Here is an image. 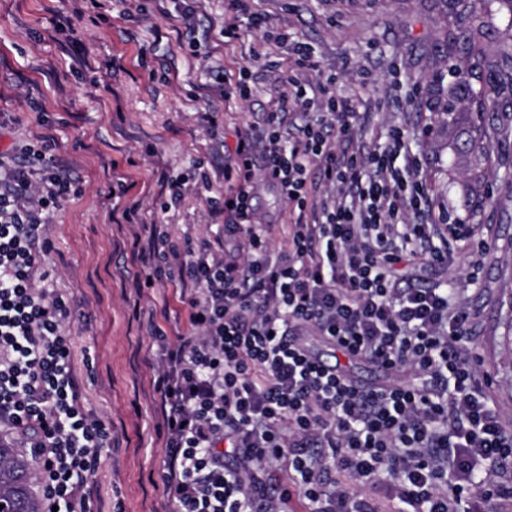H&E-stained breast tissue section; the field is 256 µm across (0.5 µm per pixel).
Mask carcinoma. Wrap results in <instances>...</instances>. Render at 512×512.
Instances as JSON below:
<instances>
[{"instance_id": "carcinoma-1", "label": "carcinoma", "mask_w": 512, "mask_h": 512, "mask_svg": "<svg viewBox=\"0 0 512 512\" xmlns=\"http://www.w3.org/2000/svg\"><path fill=\"white\" fill-rule=\"evenodd\" d=\"M509 13L512 0H454L446 7V49L449 79L434 84L429 120L451 133L452 164L461 166L462 193L469 202L481 196L488 166L493 162L491 131L485 115L499 92L512 86V44L503 45L502 62L490 70L491 48L485 44L499 30V13ZM30 453L0 437V512H43L34 493L36 480Z\"/></svg>"}]
</instances>
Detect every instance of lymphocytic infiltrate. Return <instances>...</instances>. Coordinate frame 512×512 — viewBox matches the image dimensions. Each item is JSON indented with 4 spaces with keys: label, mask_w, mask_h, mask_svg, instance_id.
I'll use <instances>...</instances> for the list:
<instances>
[{
    "label": "lymphocytic infiltrate",
    "mask_w": 512,
    "mask_h": 512,
    "mask_svg": "<svg viewBox=\"0 0 512 512\" xmlns=\"http://www.w3.org/2000/svg\"><path fill=\"white\" fill-rule=\"evenodd\" d=\"M252 25L288 61L276 106L241 135L210 208L215 239L152 232L147 285L179 284L186 329L150 334L169 425L163 487L176 512H491L512 497V434L473 353V317L453 288H404L407 261L447 265L475 236L447 222L420 180L404 130L355 143L353 105L309 95L312 49ZM292 218L272 254L255 221L256 179ZM72 182L53 157L0 152V426L32 451L50 512H101L90 478L109 429L85 395L60 328L70 300L45 288L43 226ZM242 240L245 260L224 254ZM317 336L406 382L363 387L305 344Z\"/></svg>",
    "instance_id": "obj_1"
}]
</instances>
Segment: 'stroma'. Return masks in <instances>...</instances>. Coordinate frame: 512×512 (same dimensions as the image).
<instances>
[{
  "label": "stroma",
  "mask_w": 512,
  "mask_h": 512,
  "mask_svg": "<svg viewBox=\"0 0 512 512\" xmlns=\"http://www.w3.org/2000/svg\"><path fill=\"white\" fill-rule=\"evenodd\" d=\"M192 8L203 37L191 41L178 19ZM83 18H74V10ZM241 38L216 39L228 0H0V150L46 149L74 180L69 197L50 213L52 250L43 260L47 285L70 295L75 312L62 332L86 396V408L111 430L91 478L103 512H173L163 490L162 419L154 389L156 348L140 312L172 333L187 313L170 283L145 287L138 254L147 247L143 224L166 225L171 238L212 237L209 192L193 191L166 209L157 174L186 180L223 172L240 135L275 107V74L257 79L252 97H232L229 76L247 65L251 49L270 47L250 25V13L268 17L293 39L309 44L321 70L336 74L337 98L360 115L356 135L384 143L389 127L411 137L420 176L440 203L461 208V190L441 188L438 133H424L428 88L446 74L441 0H250ZM497 129L487 175L491 198L477 223L490 249L456 246L448 268L419 263L402 271L404 287L444 284L466 291L474 317L476 351L512 431V355L503 336L512 315V90L487 115ZM126 195H119L120 185ZM139 206V223L122 216ZM258 222L272 225L274 246L287 233L289 206L260 182L253 200ZM329 365L371 385L391 376L363 360L347 359L319 337L306 339Z\"/></svg>",
  "instance_id": "35a3bbf8"
}]
</instances>
